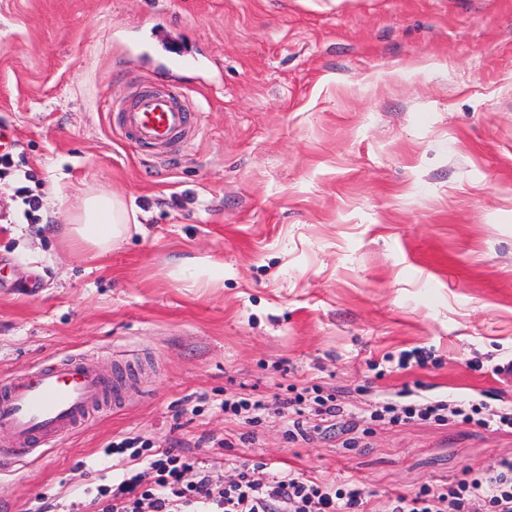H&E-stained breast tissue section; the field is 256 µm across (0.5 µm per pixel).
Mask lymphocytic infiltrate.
<instances>
[{
	"label": "lymphocytic infiltrate",
	"instance_id": "obj_1",
	"mask_svg": "<svg viewBox=\"0 0 512 512\" xmlns=\"http://www.w3.org/2000/svg\"><path fill=\"white\" fill-rule=\"evenodd\" d=\"M279 411L308 407L319 423L342 416L344 408L332 394L318 387L291 389L287 397L264 401L256 396L225 400V413L260 422L270 406ZM368 418L376 424L427 422L439 426L452 423L512 433V412L489 409L485 404L459 398L450 402H411L394 406L389 402L371 405ZM120 455V470L111 484L98 486L87 501L92 512H373L364 488L345 479H321L292 470L268 472L257 478L247 464H240L234 479L218 481L195 460L178 449L165 448L144 458L135 438L114 443ZM153 474L143 486L140 464ZM193 480H186L188 471ZM388 512H512V458L499 457L479 468H464L461 478L448 485L421 487L412 494H399L390 501Z\"/></svg>",
	"mask_w": 512,
	"mask_h": 512
}]
</instances>
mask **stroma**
Wrapping results in <instances>:
<instances>
[{"mask_svg": "<svg viewBox=\"0 0 512 512\" xmlns=\"http://www.w3.org/2000/svg\"><path fill=\"white\" fill-rule=\"evenodd\" d=\"M146 87L180 88L194 117L162 154L118 131ZM0 125L42 197L27 223L0 181V380L52 358L141 366L119 407L0 462V512H79L125 436L217 480L241 461L349 477L378 512L512 458V433L474 425L292 441L277 410H223L291 384L350 413L512 408L492 371L512 358V0H0ZM90 187L135 214L107 254L61 238ZM200 256L223 280L172 278ZM417 347L438 367L392 371Z\"/></svg>", "mask_w": 512, "mask_h": 512, "instance_id": "stroma-1", "label": "stroma"}]
</instances>
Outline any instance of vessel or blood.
<instances>
[{
	"instance_id": "b4317fda",
	"label": "vessel or blood",
	"mask_w": 512,
	"mask_h": 512,
	"mask_svg": "<svg viewBox=\"0 0 512 512\" xmlns=\"http://www.w3.org/2000/svg\"><path fill=\"white\" fill-rule=\"evenodd\" d=\"M121 120L130 142L157 149L190 127L189 114L174 91L140 93ZM133 377L123 362L108 372L92 360L62 358L1 384L0 428L13 438L5 456L22 461L40 447L86 427L108 405L123 402Z\"/></svg>"
}]
</instances>
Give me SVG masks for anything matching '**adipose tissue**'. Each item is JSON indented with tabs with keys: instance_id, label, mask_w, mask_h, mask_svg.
Returning a JSON list of instances; mask_svg holds the SVG:
<instances>
[{
	"instance_id": "1",
	"label": "adipose tissue",
	"mask_w": 512,
	"mask_h": 512,
	"mask_svg": "<svg viewBox=\"0 0 512 512\" xmlns=\"http://www.w3.org/2000/svg\"><path fill=\"white\" fill-rule=\"evenodd\" d=\"M127 231L128 212L120 198L87 192L79 207L68 214L64 237L72 248L104 253Z\"/></svg>"
}]
</instances>
